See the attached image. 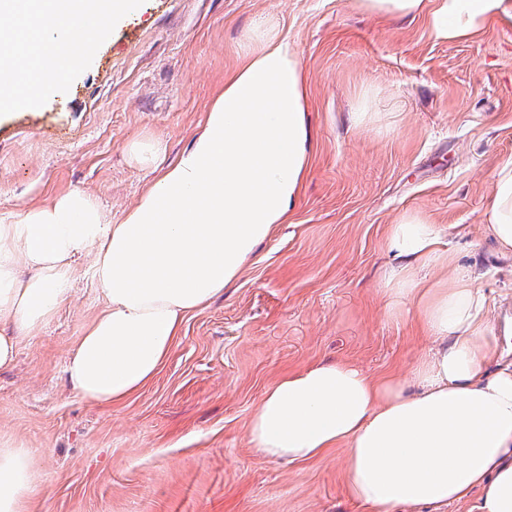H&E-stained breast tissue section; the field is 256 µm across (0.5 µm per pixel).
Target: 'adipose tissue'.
Here are the masks:
<instances>
[{
  "label": "adipose tissue",
  "mask_w": 512,
  "mask_h": 512,
  "mask_svg": "<svg viewBox=\"0 0 512 512\" xmlns=\"http://www.w3.org/2000/svg\"><path fill=\"white\" fill-rule=\"evenodd\" d=\"M385 21L426 17L448 40L512 22V0H354ZM309 92L277 24L249 27L192 144L158 165L162 144L133 142L158 175L122 223L92 197L58 196L0 222V369L70 295L75 260L94 254L103 308L73 347L66 373L84 400L112 406L150 382L186 317L223 294L260 243L291 223L311 167ZM485 228L512 255V158L492 173ZM444 225L405 213L387 229L381 279L390 312L410 305L433 346L408 376L375 378L344 361L282 374L248 425L264 457L308 461L346 448V495L368 512H512V365L483 322L477 270L443 249ZM37 484L26 449L0 448V512H25Z\"/></svg>",
  "instance_id": "obj_1"
}]
</instances>
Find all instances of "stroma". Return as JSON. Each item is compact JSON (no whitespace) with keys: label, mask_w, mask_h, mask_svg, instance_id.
<instances>
[{"label":"stroma","mask_w":512,"mask_h":512,"mask_svg":"<svg viewBox=\"0 0 512 512\" xmlns=\"http://www.w3.org/2000/svg\"><path fill=\"white\" fill-rule=\"evenodd\" d=\"M263 19L278 22L309 83L314 150L293 221L113 407L80 398L64 373L103 304L91 256L78 260L70 299L0 369V443L27 448L37 473L27 512H367L343 492L346 449L270 460L248 423L288 370L340 360L405 376L431 347L378 291L387 227L406 212L447 225L459 265L481 271L485 319L512 362L501 327L512 261L484 228L491 174L512 158V25L448 41L353 0H143L68 92L0 116V220L80 191L120 223L156 177L128 145L158 139L164 164L186 149ZM365 93L380 120L358 127L350 114Z\"/></svg>","instance_id":"obj_1"}]
</instances>
